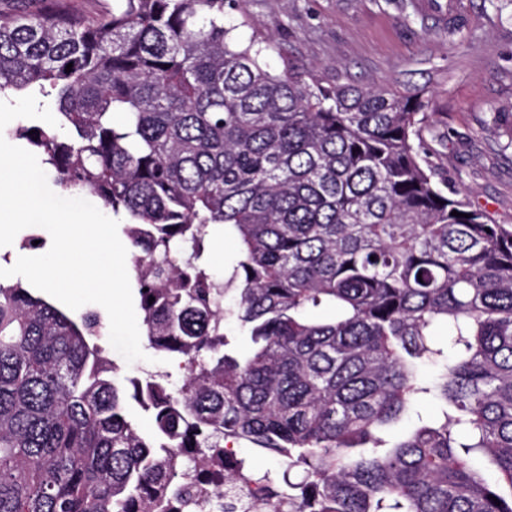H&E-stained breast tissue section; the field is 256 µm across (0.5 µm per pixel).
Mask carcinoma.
Masks as SVG:
<instances>
[{"mask_svg": "<svg viewBox=\"0 0 512 512\" xmlns=\"http://www.w3.org/2000/svg\"><path fill=\"white\" fill-rule=\"evenodd\" d=\"M238 9L0 0V97L34 87L58 122L16 135L129 218L144 335L178 368L119 379L100 314L0 284V512H189L188 479L226 455L212 512L241 482L258 512H512V226L429 160L425 90L273 70L271 37L224 22ZM216 225L232 309L204 262ZM219 240H224V255L221 261L214 257L215 244ZM237 255L238 250L234 238L227 232L223 234L222 230L216 229L211 236L209 270L217 280L224 281V288H236L235 284L230 285L227 282L232 275Z\"/></svg>", "mask_w": 512, "mask_h": 512, "instance_id": "obj_1", "label": "carcinoma"}]
</instances>
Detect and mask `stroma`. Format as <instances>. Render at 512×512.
I'll return each instance as SVG.
<instances>
[{
  "instance_id": "obj_1",
  "label": "stroma",
  "mask_w": 512,
  "mask_h": 512,
  "mask_svg": "<svg viewBox=\"0 0 512 512\" xmlns=\"http://www.w3.org/2000/svg\"><path fill=\"white\" fill-rule=\"evenodd\" d=\"M460 2L457 32L448 0H242L241 12L272 34L271 68L286 54L326 79L427 89L432 160L473 206L512 225V7Z\"/></svg>"
}]
</instances>
